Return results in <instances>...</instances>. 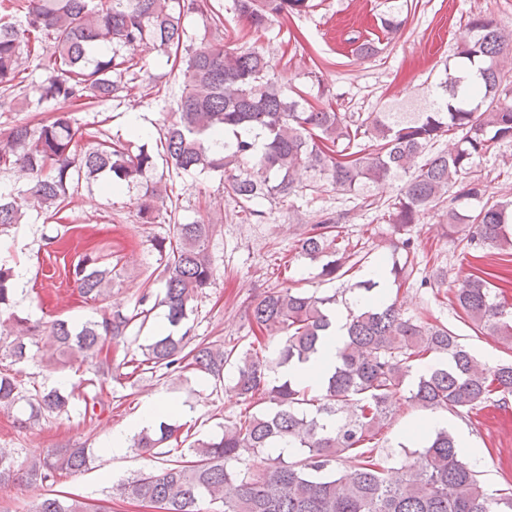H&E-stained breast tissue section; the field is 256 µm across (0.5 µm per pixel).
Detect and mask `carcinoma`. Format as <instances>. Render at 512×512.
<instances>
[{
  "label": "carcinoma",
  "instance_id": "obj_1",
  "mask_svg": "<svg viewBox=\"0 0 512 512\" xmlns=\"http://www.w3.org/2000/svg\"><path fill=\"white\" fill-rule=\"evenodd\" d=\"M311 0H233L232 10L253 33L265 31L279 18L301 15ZM3 11L17 18L0 23V91L55 105V118L34 129L19 123L0 132V170L16 166L31 175L26 199L40 210L60 213L70 203L80 180L105 177L112 193L137 183L156 169L147 147L89 131V146L79 149V129L71 113L83 105L119 100L128 91L124 75H137L138 50L149 44L180 67L183 90L173 118L163 133L166 163L177 170L217 172L224 176L241 207L262 216L256 205L266 199L299 192L295 175L312 169L345 194L363 195L382 183L403 179L399 195L383 216L400 228L417 224L425 212L448 198L461 183L459 196L479 200V179L471 176L473 159L499 141H512V108L497 105L502 83L501 60L512 53L495 22L482 15L469 21L470 42L462 57L478 62L477 82L469 71L444 69L434 99L419 112L388 109L356 122L332 109L314 106L298 92H287L275 79L274 65L254 48L224 47V4L221 0H8ZM205 20L211 36L188 40L184 19ZM360 58L379 53L373 40L353 38ZM36 62L40 79L27 63ZM459 139L448 152L426 155L444 133ZM226 134L222 142L213 139ZM363 135L369 149L350 151ZM167 200L154 187L140 204L141 218L155 223ZM21 206L0 197V230L20 223ZM215 225L201 219L171 224L166 237L155 240L164 264L161 300L167 319L177 327L188 318L190 303L215 277L209 242ZM448 230L460 234L473 251L497 248L512 257V201L484 204L472 215L448 211ZM396 277L419 272L413 243ZM299 252L321 263L320 275L336 280L356 251L326 219L312 225L298 241ZM85 300L105 299L112 269L93 253L74 269ZM13 268L0 263V312L10 307ZM346 291L361 296L362 306L349 310L346 336L334 372L319 392L302 378L279 376L282 368L304 364L330 325L336 295L320 296L299 288L275 287L248 307L254 339L239 350L214 342L190 346L188 332L160 334L140 346L138 366L155 372L197 369L224 382L235 369L233 389L248 412L224 425L217 439L193 441L189 460H172L158 474L142 472L124 485L122 494L140 502L159 503L167 512H200V502L220 501L224 512H512V488L488 493L480 472L465 462L455 437L446 429L409 450L414 437L401 444L407 461L399 472L388 467L376 439L404 399L431 412L469 414L487 404L507 403L512 395V363L485 367L443 323L404 314L398 301L378 299L377 282H356ZM142 294L132 313L104 312L76 327L55 319L42 328L54 353L64 362L98 355L118 341L150 310ZM454 299L479 331L488 330L512 345V306L485 278L471 274L455 290ZM426 354L447 359L429 374L405 386L412 362ZM25 401L27 425L67 412L69 397L57 389L22 393L15 378L0 372V408ZM180 430L163 422L144 430L132 447L143 453L162 448ZM282 441L299 453L285 461L267 455L240 472L246 458L273 449ZM342 459L354 465L336 470ZM87 448H56L19 468L0 454V482L18 479L51 487L58 476L88 467ZM29 512H107L99 504L47 491Z\"/></svg>",
  "mask_w": 512,
  "mask_h": 512
}]
</instances>
